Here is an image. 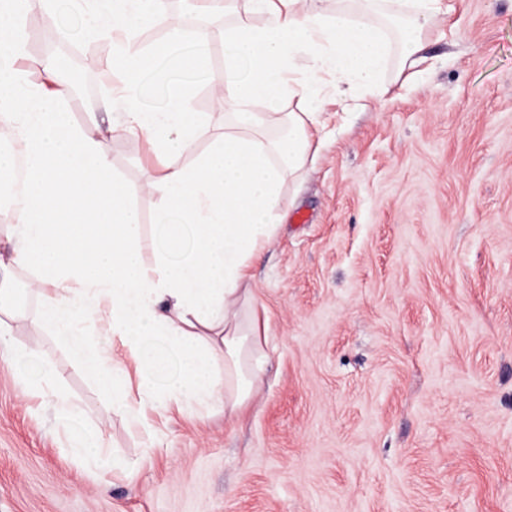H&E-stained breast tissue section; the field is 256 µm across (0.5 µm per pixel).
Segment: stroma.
Instances as JSON below:
<instances>
[{
  "mask_svg": "<svg viewBox=\"0 0 512 512\" xmlns=\"http://www.w3.org/2000/svg\"><path fill=\"white\" fill-rule=\"evenodd\" d=\"M440 6L422 80L390 70L383 96L322 101L316 159L252 262L271 362L242 424L219 406L129 425L28 302L11 322L23 356L0 358V512H512V0ZM62 20L55 50H85L67 120L129 188L153 262L162 198L140 183L157 158L110 129L111 40ZM207 27L181 165L224 131V21ZM94 427L108 452L74 454Z\"/></svg>",
  "mask_w": 512,
  "mask_h": 512,
  "instance_id": "35a3bbf8",
  "label": "stroma"
}]
</instances>
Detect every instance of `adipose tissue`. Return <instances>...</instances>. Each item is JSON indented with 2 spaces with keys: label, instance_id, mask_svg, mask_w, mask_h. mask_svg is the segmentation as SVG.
Wrapping results in <instances>:
<instances>
[{
  "label": "adipose tissue",
  "instance_id": "obj_1",
  "mask_svg": "<svg viewBox=\"0 0 512 512\" xmlns=\"http://www.w3.org/2000/svg\"><path fill=\"white\" fill-rule=\"evenodd\" d=\"M438 0H249L261 27L238 20L224 32V70L212 80L216 106L233 127L189 167L198 120L192 91L177 87L166 107H147L139 88L151 64L179 60L189 71L210 68L203 29L169 26L149 54L132 46L140 29L166 23L161 0H69L89 17L91 32L113 38L110 67L121 84L104 106L119 110V131L148 140L159 167L144 170L141 187L159 192L160 224L178 220L189 241L180 253L159 249L152 263L137 247L142 226L124 183L97 142L71 126L61 105L67 80L56 58L42 61L51 82L21 68L28 34L23 19L44 13V35L59 24L54 0H0V126L13 147L0 152V179L14 177L17 156L26 171L13 213L11 266L30 275L41 323L112 399L131 424L148 410L189 412L217 403L235 423L256 394L268 364L259 317L247 286L251 261L276 236L282 186L311 158V126L319 122L326 88L340 97L380 95L388 70L421 60ZM298 103L290 111L289 103ZM97 318L111 345L85 336ZM161 349L138 371V401L114 351L141 354L146 341Z\"/></svg>",
  "mask_w": 512,
  "mask_h": 512
}]
</instances>
